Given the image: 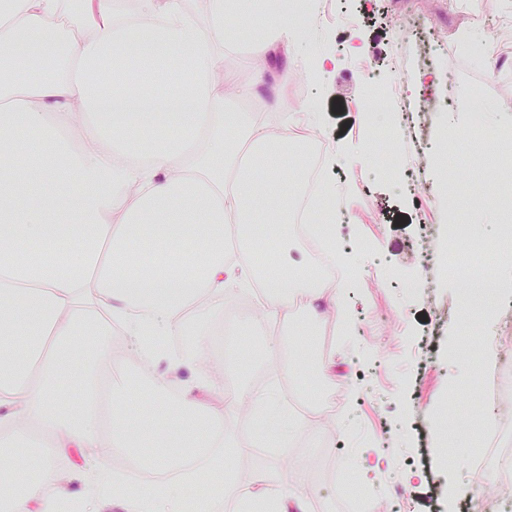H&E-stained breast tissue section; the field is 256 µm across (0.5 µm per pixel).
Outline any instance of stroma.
Instances as JSON below:
<instances>
[{"label":"stroma","instance_id":"obj_1","mask_svg":"<svg viewBox=\"0 0 512 512\" xmlns=\"http://www.w3.org/2000/svg\"><path fill=\"white\" fill-rule=\"evenodd\" d=\"M405 19L421 27L400 41L392 24ZM466 27L476 37L467 53L456 41ZM308 35L314 55L335 56V69L311 81L307 62L285 84L267 72L255 96L226 94L224 107L277 133L299 130L305 104L319 108L321 168L339 214L337 274L328 285L343 289L344 307L321 300L310 308L297 299L287 322L277 324L265 298L245 287L225 295L208 327L233 333L245 356L225 371L230 384L274 389L286 403L294 390L313 398L320 381L333 389L335 407L312 423L298 419L287 449L263 453L253 413H226L224 438L235 456L229 476L245 485L259 471L287 474L302 459L316 468L324 455L335 474L309 480L307 512H338L354 482L347 462L364 451L380 460L366 481L374 500L398 497V512H467L468 497L449 499L448 483H469L473 441L450 435L444 422L482 409L501 413L485 401V382L499 371L486 368L484 353L488 337L502 336L512 319V256L495 270L501 290L492 305L459 311L465 282L448 265L458 249L448 226L469 225L477 239L512 226L505 179L512 167V0H332ZM396 60L402 99L385 95L376 112L362 109L364 65H374L385 85L395 80ZM477 112L482 131L465 137ZM109 347L152 389L208 371L203 364L174 371L163 357L141 371L119 330ZM102 463L120 466L116 456L83 448L57 457L68 499L83 498V474Z\"/></svg>","mask_w":512,"mask_h":512}]
</instances>
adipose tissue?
<instances>
[{"label":"adipose tissue","mask_w":512,"mask_h":512,"mask_svg":"<svg viewBox=\"0 0 512 512\" xmlns=\"http://www.w3.org/2000/svg\"><path fill=\"white\" fill-rule=\"evenodd\" d=\"M82 19L59 0H0V447L44 452L42 466L0 464L11 489L8 512H57L65 489L53 459L69 448L134 451L138 470L108 466L85 475L83 512H101L112 497L122 512H187L186 490L204 474L230 468L224 415L247 406L281 409L274 390L222 387L219 405L197 403L207 378L168 391L165 414H127L123 397L144 391L141 378L113 367L108 411L87 380L76 405L62 401L59 381L81 354L102 349L113 327L138 340L142 367L160 350L151 333L180 335L185 312L199 325L239 288V271L261 272L270 316L287 319L289 299L314 306L323 290L288 272L281 250L258 247L256 227L288 239V203L277 193L288 165L285 134L243 123L225 111L224 94L255 92L232 73L214 79L219 52L253 34L258 71L290 77L307 53L286 18V0H213L208 21L176 0H139L136 16L112 0H80ZM233 16L235 26L224 24ZM155 100L183 112L122 119L111 108ZM74 132L78 152L59 135ZM208 151H200V143ZM76 179L63 204L30 201L25 187ZM236 225L241 249L229 260L225 225ZM111 430H104V416ZM164 473L144 484L142 470ZM304 473H256L250 484L207 496L208 512H306Z\"/></svg>","instance_id":"obj_1"}]
</instances>
